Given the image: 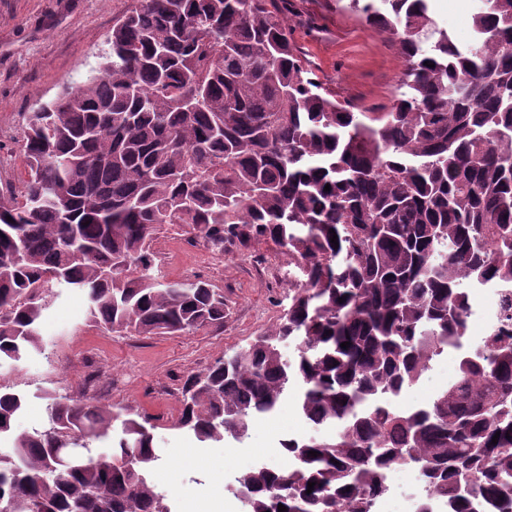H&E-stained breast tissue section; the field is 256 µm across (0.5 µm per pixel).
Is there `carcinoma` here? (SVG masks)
<instances>
[{
  "label": "carcinoma",
  "mask_w": 512,
  "mask_h": 512,
  "mask_svg": "<svg viewBox=\"0 0 512 512\" xmlns=\"http://www.w3.org/2000/svg\"><path fill=\"white\" fill-rule=\"evenodd\" d=\"M480 2L465 49L430 0L367 3L406 91L356 112L302 62L283 0H125L98 66L28 117L22 194H0V359L46 353L40 324L63 288L112 333L219 329L223 289L160 280L159 231L181 224L219 253L272 242L303 276L288 309L186 377L175 426L241 440L298 393L336 435L282 441L291 473L236 472L248 512H371L395 463L448 512H512V297L456 383L394 405L467 341V282L512 284V0ZM43 398L45 421L17 434L26 397L0 385V512H172L150 477L164 463L150 417Z\"/></svg>",
  "instance_id": "carcinoma-1"
}]
</instances>
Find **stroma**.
<instances>
[{"label":"stroma","instance_id":"35a3bbf8","mask_svg":"<svg viewBox=\"0 0 512 512\" xmlns=\"http://www.w3.org/2000/svg\"><path fill=\"white\" fill-rule=\"evenodd\" d=\"M477 0H432L438 26L462 48L474 40ZM124 0H0V191H20L26 177L18 150L29 112L61 86L78 83L107 52L112 20ZM288 20L304 64L337 99L363 112H379L401 91L403 63L396 44L379 35L343 0H289ZM154 248L170 279H203L222 288L230 313L222 329L192 336H124L92 326L85 296L64 290L50 307L41 335L51 357L33 352L0 362V384L25 395L14 424L28 430L46 415L41 391L80 394L102 405L129 406L152 417L154 442L165 462L151 478L165 490L174 512H233L225 475L246 466L237 449L200 447L175 426L178 389L186 375L272 331L301 278L271 244L218 253L168 224ZM261 434L254 457L284 461L281 439L314 437L292 400L270 418L256 419Z\"/></svg>","mask_w":512,"mask_h":512}]
</instances>
